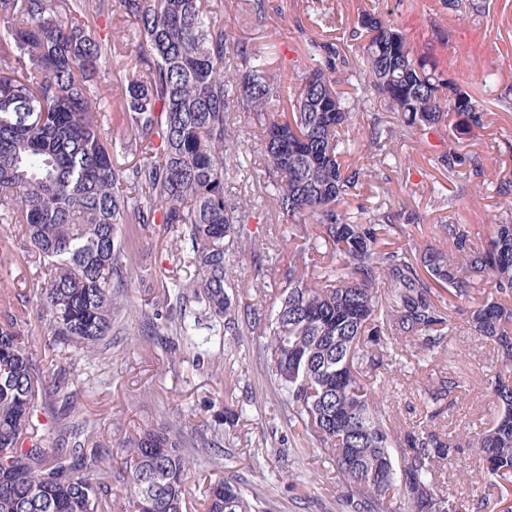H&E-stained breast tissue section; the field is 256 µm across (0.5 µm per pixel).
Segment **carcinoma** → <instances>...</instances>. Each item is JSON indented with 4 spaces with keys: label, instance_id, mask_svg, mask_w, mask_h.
Instances as JSON below:
<instances>
[{
    "label": "carcinoma",
    "instance_id": "cac0c4a2",
    "mask_svg": "<svg viewBox=\"0 0 512 512\" xmlns=\"http://www.w3.org/2000/svg\"><path fill=\"white\" fill-rule=\"evenodd\" d=\"M221 2L0 0V222L20 225L41 269L35 288L14 294L18 312L0 322V512H114L104 468L112 451L83 438L90 422L68 420L80 373L37 368L23 327L35 308L47 324L43 351L59 358L112 348L114 289L125 287L127 271L122 225L160 224L182 243L194 275L172 288L200 312L181 315L173 332L194 358L221 333L241 335L225 254L247 241L254 215L252 205L224 193L227 160L239 149L238 112L263 140L266 187L296 241L286 266L258 268L252 287L262 294L274 285L275 304L268 313L244 304V321L267 339L288 427L325 449L342 475V506L512 512V188L498 189L505 221L477 240L466 224H431L447 248L394 241L404 225L348 205L370 170L343 160L352 107L333 74L346 50L305 42L306 55L320 62L300 77L291 111L281 112L282 74L268 70L261 51L238 50ZM114 6L137 24L134 68L143 72L122 87L129 139L120 144L95 115L115 47L88 30L89 17ZM352 37L369 89L402 127L445 148L482 122L477 96L415 51L397 22L366 8ZM117 144L142 159L117 166ZM463 305L471 333L500 357L499 370L480 382L497 418L468 442L481 478L499 490L493 504L441 487L460 450L442 422L467 384L440 367L439 353ZM407 354L426 409L416 425L379 402ZM197 429L186 416L122 444L130 451L124 512H186L185 433ZM199 512H252V504L218 479Z\"/></svg>",
    "mask_w": 512,
    "mask_h": 512
}]
</instances>
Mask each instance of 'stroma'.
<instances>
[{
  "label": "stroma",
  "mask_w": 512,
  "mask_h": 512,
  "mask_svg": "<svg viewBox=\"0 0 512 512\" xmlns=\"http://www.w3.org/2000/svg\"><path fill=\"white\" fill-rule=\"evenodd\" d=\"M378 5L382 14L403 27L415 49L432 48L443 70L460 84L480 77L489 83L480 97L486 108L482 127L473 129L456 149L461 165L447 170L419 135L401 128L379 99L365 91V78L356 64L339 65L335 79L340 90L355 96L354 118L346 137L352 166H369L372 176L350 199L352 209L369 213L414 215L424 224H465L472 234L501 222L495 190H487L479 206L469 196L480 172L497 170L501 180L512 181V0H222L224 23L238 33L241 46L261 50L271 70L288 77L289 87L314 66L303 49L304 38L342 44L349 41L358 13ZM265 21L256 25L255 8ZM91 31L111 36L119 58L115 72L124 73L128 58L138 49L137 26L120 11L93 22ZM390 129L383 151L370 156L372 128ZM234 132L240 143V165L230 166L224 180L229 198L252 202L263 223L251 225L257 239L276 229L281 238L266 252L267 264L281 263L288 254V226L278 216L263 188L264 168L260 142L251 124L238 121ZM416 157L417 174H408L405 162ZM122 234L132 268L138 274L121 289V315L112 330V347L104 354L71 353L67 363L84 380L71 418L96 420L94 441L115 447L141 428L174 422L193 414L195 423L219 431L221 450L194 451L189 512H196L207 484L222 478L257 497L261 512H344L336 499L337 472L322 449L311 447L290 431L280 418L276 384L261 350L262 337L247 333L226 337L200 360L184 357L172 348L166 317L175 309L168 293L172 280L188 281L190 270L179 259L176 237L153 224L139 230L123 226ZM17 225L0 223V311L4 297L31 288L40 269L37 256L20 243ZM156 316V335L145 336V316ZM451 335L440 362L461 376L468 391L448 413L446 424L461 449L445 483L459 497L483 494L485 483L478 462L467 446L470 432L491 426L494 405L481 395L479 381L499 366L492 345L471 335L464 317ZM418 375L416 361L403 364L389 384L387 409L412 423L425 408L412 386Z\"/></svg>",
  "instance_id": "35a3bbf8"
}]
</instances>
